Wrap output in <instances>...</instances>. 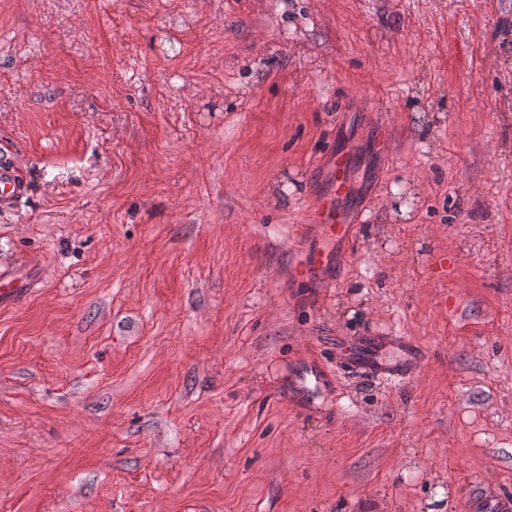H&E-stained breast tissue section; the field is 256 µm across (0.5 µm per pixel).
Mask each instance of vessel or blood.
<instances>
[{
  "label": "vessel or blood",
  "mask_w": 512,
  "mask_h": 512,
  "mask_svg": "<svg viewBox=\"0 0 512 512\" xmlns=\"http://www.w3.org/2000/svg\"><path fill=\"white\" fill-rule=\"evenodd\" d=\"M348 165V158L342 154L330 160L332 190L312 209L317 230L296 268V275L302 281H310L334 267L348 240L352 215L340 206L349 190ZM24 193L25 186L10 161L0 157V205L14 204ZM336 350L350 368L378 377H407L421 362L419 347L405 336L340 337L336 340ZM327 380L325 370L318 363L308 361L301 365L294 386L311 396L322 392ZM471 512H512V496L477 499L471 505Z\"/></svg>",
  "instance_id": "vessel-or-blood-1"
}]
</instances>
